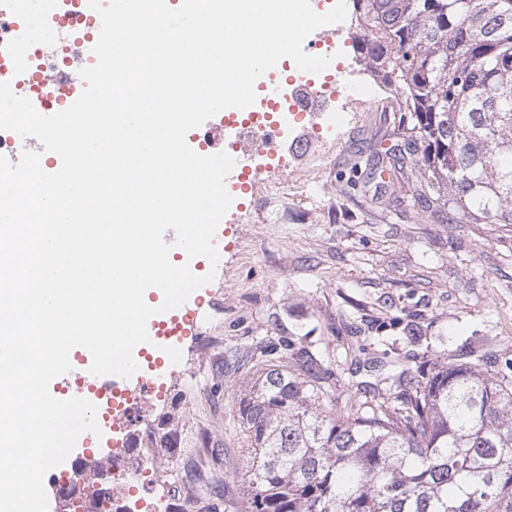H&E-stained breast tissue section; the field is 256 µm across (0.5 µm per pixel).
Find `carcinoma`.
I'll return each instance as SVG.
<instances>
[{
    "label": "carcinoma",
    "instance_id": "carcinoma-1",
    "mask_svg": "<svg viewBox=\"0 0 512 512\" xmlns=\"http://www.w3.org/2000/svg\"><path fill=\"white\" fill-rule=\"evenodd\" d=\"M351 25L396 103L391 194L450 224H512V0H351ZM247 356L239 512H512L511 376L424 360L339 407L313 353Z\"/></svg>",
    "mask_w": 512,
    "mask_h": 512
}]
</instances>
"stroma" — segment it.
Listing matches in <instances>:
<instances>
[{
  "label": "stroma",
  "mask_w": 512,
  "mask_h": 512,
  "mask_svg": "<svg viewBox=\"0 0 512 512\" xmlns=\"http://www.w3.org/2000/svg\"><path fill=\"white\" fill-rule=\"evenodd\" d=\"M335 99L338 129L298 162L287 203L247 198L224 225V262L208 285L201 337L170 369L165 400L136 411L137 435L161 433L156 476L131 475L129 500L156 512L191 497L239 512L244 432L235 399L257 367L224 363L268 339L317 353L340 383L375 381L381 366L421 356L502 363L512 355V224L431 223L352 171L365 144L396 150L388 91L364 71Z\"/></svg>",
  "instance_id": "obj_1"
}]
</instances>
